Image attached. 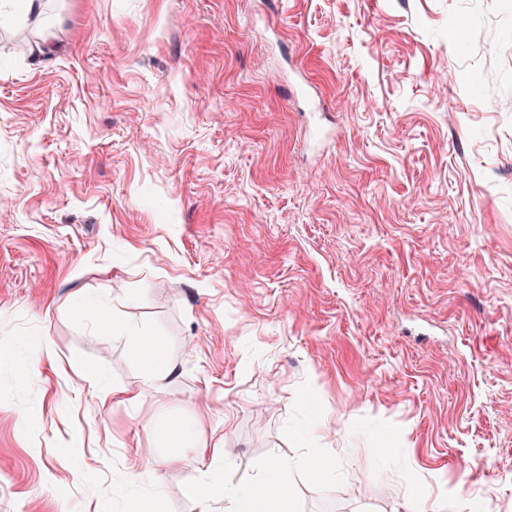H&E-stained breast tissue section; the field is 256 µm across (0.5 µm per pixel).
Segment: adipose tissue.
<instances>
[{
    "instance_id": "obj_1",
    "label": "adipose tissue",
    "mask_w": 512,
    "mask_h": 512,
    "mask_svg": "<svg viewBox=\"0 0 512 512\" xmlns=\"http://www.w3.org/2000/svg\"><path fill=\"white\" fill-rule=\"evenodd\" d=\"M128 344L140 362L144 388L154 387L173 374V363L155 337L137 334L129 337ZM167 437L170 447L194 449L200 457L208 459L210 464H217L224 459L223 449L210 447L196 433L190 421H170ZM297 467L305 468L316 479L321 478L327 469L326 463L316 454L300 461L278 459L270 462L244 489L224 487L206 471L197 483L187 487L186 493L190 497L204 500L221 499L224 512H293V492L288 483V475Z\"/></svg>"
}]
</instances>
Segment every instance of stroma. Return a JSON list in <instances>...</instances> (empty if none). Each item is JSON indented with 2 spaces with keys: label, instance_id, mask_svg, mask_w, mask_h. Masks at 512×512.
Here are the masks:
<instances>
[{
  "label": "stroma",
  "instance_id": "35a3bbf8",
  "mask_svg": "<svg viewBox=\"0 0 512 512\" xmlns=\"http://www.w3.org/2000/svg\"><path fill=\"white\" fill-rule=\"evenodd\" d=\"M46 16L0 21V512H224L185 493L193 449L165 463L176 417L229 486L331 461L290 473L297 512H405L417 486L512 512V0ZM101 308L170 382L143 388ZM127 337L134 357L140 362L141 378L145 387H154L170 378L175 370L173 363L155 337L144 334ZM101 403L105 404L107 400L112 396V404H122L125 407L136 410L142 402L143 391L142 390H128L125 388L112 387V391L101 388Z\"/></svg>",
  "mask_w": 512,
  "mask_h": 512
}]
</instances>
